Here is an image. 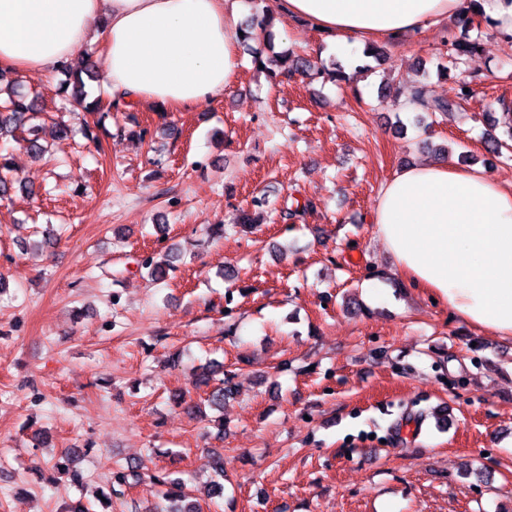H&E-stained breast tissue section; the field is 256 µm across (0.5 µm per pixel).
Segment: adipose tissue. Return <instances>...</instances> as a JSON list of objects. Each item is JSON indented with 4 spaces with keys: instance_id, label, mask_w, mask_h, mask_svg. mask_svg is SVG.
I'll return each mask as SVG.
<instances>
[{
    "instance_id": "adipose-tissue-1",
    "label": "adipose tissue",
    "mask_w": 512,
    "mask_h": 512,
    "mask_svg": "<svg viewBox=\"0 0 512 512\" xmlns=\"http://www.w3.org/2000/svg\"><path fill=\"white\" fill-rule=\"evenodd\" d=\"M344 52L471 14L512 36V0H276ZM239 0H0V67L56 71L90 43L113 97L187 109L235 79ZM371 221L413 287L470 324L512 340V186L444 160L385 184Z\"/></svg>"
}]
</instances>
